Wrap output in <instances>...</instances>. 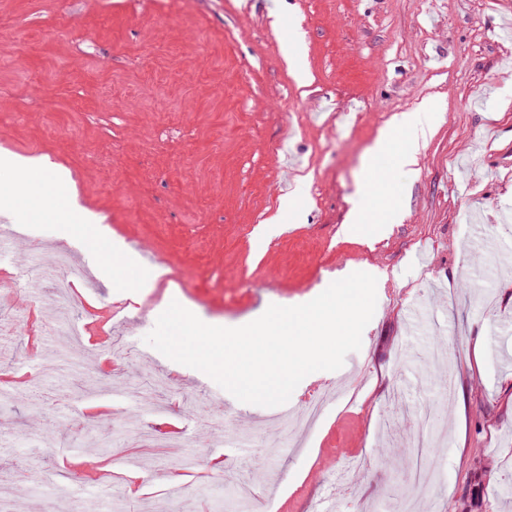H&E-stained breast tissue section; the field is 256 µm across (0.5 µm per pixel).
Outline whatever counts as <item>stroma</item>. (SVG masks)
I'll return each instance as SVG.
<instances>
[{
	"label": "stroma",
	"mask_w": 512,
	"mask_h": 512,
	"mask_svg": "<svg viewBox=\"0 0 512 512\" xmlns=\"http://www.w3.org/2000/svg\"><path fill=\"white\" fill-rule=\"evenodd\" d=\"M508 18L512 0H0V151L69 169L79 204L167 270L124 308L98 280L11 289L0 264V499L28 486L27 512H70L84 483L112 512H308L325 491L335 512H512ZM431 98L416 165L373 158ZM364 209L385 235H344ZM5 227L34 261L61 244L54 223ZM364 267L380 278L360 350L288 405L233 402L144 341L161 303L239 327ZM111 305L120 351L87 348ZM448 339L445 396L429 354ZM316 388L333 401L293 444L286 410ZM419 430L438 445L405 459ZM97 443L120 458L80 467ZM132 468L154 477L136 496Z\"/></svg>",
	"instance_id": "1"
}]
</instances>
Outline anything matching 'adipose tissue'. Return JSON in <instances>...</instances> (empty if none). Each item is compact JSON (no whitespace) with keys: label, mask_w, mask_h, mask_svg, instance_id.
I'll return each mask as SVG.
<instances>
[{"label":"adipose tissue","mask_w":512,"mask_h":512,"mask_svg":"<svg viewBox=\"0 0 512 512\" xmlns=\"http://www.w3.org/2000/svg\"><path fill=\"white\" fill-rule=\"evenodd\" d=\"M432 103H422L419 110L393 117L389 128L381 132L375 153L387 150L396 134H404L407 147L402 153L403 164L410 165L432 132L420 115L432 111ZM72 179L67 169L50 163L48 157L27 158L11 152L0 154V215L14 220L35 223L55 220L60 224L59 235L73 247L95 256L94 272L104 282L123 273V298L137 299L144 290L153 288L166 274L159 267H142L136 254L121 242L106 239L105 231L94 214H86L83 223H73Z\"/></svg>","instance_id":"1"}]
</instances>
